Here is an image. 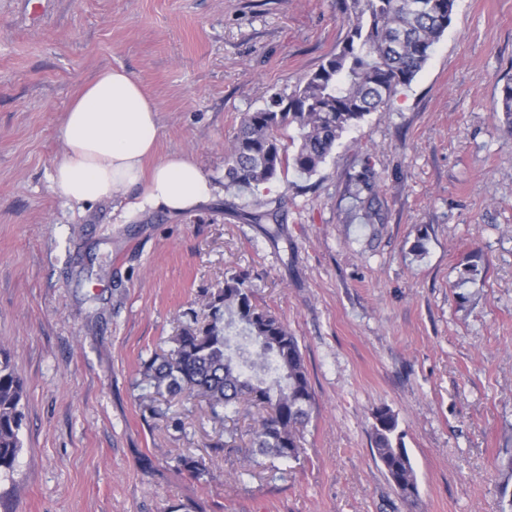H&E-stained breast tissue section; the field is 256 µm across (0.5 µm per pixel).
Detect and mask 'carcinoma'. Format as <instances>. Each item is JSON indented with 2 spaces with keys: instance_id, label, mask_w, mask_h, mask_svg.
<instances>
[{
  "instance_id": "1",
  "label": "carcinoma",
  "mask_w": 512,
  "mask_h": 512,
  "mask_svg": "<svg viewBox=\"0 0 512 512\" xmlns=\"http://www.w3.org/2000/svg\"><path fill=\"white\" fill-rule=\"evenodd\" d=\"M455 0H343L348 32L343 45L288 95L246 113L224 160V187L251 188L293 168L313 175L336 142L367 114L412 83L451 23ZM493 110L512 126V81ZM296 136H287L289 128ZM377 175L364 161L358 181L372 193ZM205 318L193 320L167 352L152 356L143 375L160 396L183 393L205 398L213 418L241 402L261 407L251 432L249 459L299 461L314 396L296 336L269 309L258 305L246 275L224 274V285L204 299ZM25 384L0 351V478L13 472L22 449ZM396 416L376 412L372 452L401 499L411 503L418 485ZM176 468L199 478L206 461L191 454Z\"/></svg>"
}]
</instances>
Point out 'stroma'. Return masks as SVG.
Masks as SVG:
<instances>
[{"mask_svg": "<svg viewBox=\"0 0 512 512\" xmlns=\"http://www.w3.org/2000/svg\"><path fill=\"white\" fill-rule=\"evenodd\" d=\"M346 34L339 0H47L40 16L0 0V349L26 384L0 512H501L512 129L492 107L512 79V0H456L414 81L312 176L178 217L128 214L125 195L87 210L51 182L62 115L100 70L124 68L157 103L159 156L220 182L243 114L290 94ZM261 203L276 217L252 223ZM238 271L297 337L315 398L303 456L277 472L242 454L256 408L217 422L199 398L151 401L142 376ZM380 407L405 433L415 505L372 453ZM231 435L237 452L213 454ZM184 453L209 475L176 470Z\"/></svg>", "mask_w": 512, "mask_h": 512, "instance_id": "stroma-1", "label": "stroma"}]
</instances>
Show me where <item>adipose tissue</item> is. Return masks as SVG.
Wrapping results in <instances>:
<instances>
[{
	"instance_id": "1",
	"label": "adipose tissue",
	"mask_w": 512,
	"mask_h": 512,
	"mask_svg": "<svg viewBox=\"0 0 512 512\" xmlns=\"http://www.w3.org/2000/svg\"><path fill=\"white\" fill-rule=\"evenodd\" d=\"M158 107L126 70L109 68L72 99L60 126L65 152L51 174L67 201L96 205L139 188L132 213L163 210L178 216L219 191L189 158L155 159ZM153 168H146V161Z\"/></svg>"
}]
</instances>
